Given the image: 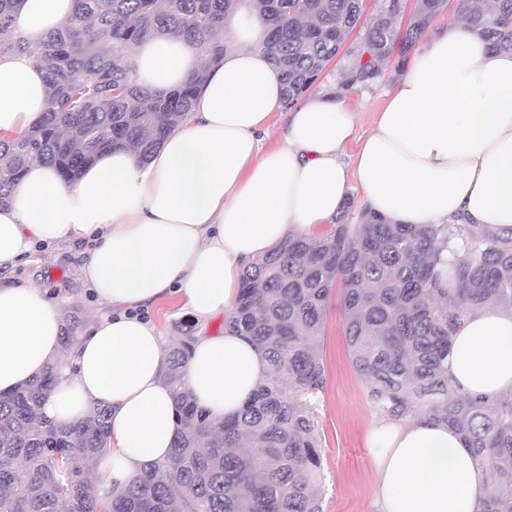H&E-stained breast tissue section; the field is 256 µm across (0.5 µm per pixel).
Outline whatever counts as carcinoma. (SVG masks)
I'll return each instance as SVG.
<instances>
[{
  "instance_id": "1",
  "label": "carcinoma",
  "mask_w": 512,
  "mask_h": 512,
  "mask_svg": "<svg viewBox=\"0 0 512 512\" xmlns=\"http://www.w3.org/2000/svg\"><path fill=\"white\" fill-rule=\"evenodd\" d=\"M73 15L41 42L6 39L15 0H0V54L27 52L43 67L48 109L39 124L0 139V205L32 161L73 182L118 146L142 158L176 130L197 84L164 91L139 82L129 50L149 38H186L207 62L224 53L236 0H74ZM456 0L458 15L497 52H512V0ZM447 0H380L356 42L363 0H250L271 29L264 52L296 104L340 59V93L403 72L407 54ZM397 57L394 70L384 68ZM463 253L454 288L440 287L443 252ZM345 313L355 370L382 415L445 423L490 471L478 512H512V399L457 394L444 367L454 327L474 309L512 311V229L477 224H395L348 201L330 233L288 238L247 265L224 328L247 337L269 374L242 410L217 420L185 381L194 336L169 349L167 382L178 433L170 456L128 487L91 481L88 462L109 449V409L69 425L40 414L61 364L0 393V512H323L316 400L325 384L318 342L332 292Z\"/></svg>"
}]
</instances>
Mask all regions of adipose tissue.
<instances>
[{
	"label": "adipose tissue",
	"instance_id": "obj_1",
	"mask_svg": "<svg viewBox=\"0 0 512 512\" xmlns=\"http://www.w3.org/2000/svg\"><path fill=\"white\" fill-rule=\"evenodd\" d=\"M17 3L10 34L33 44L73 10V0ZM226 23L233 43L205 72L181 36L137 45L140 81L198 85L185 122L149 158L109 149L71 186L34 162L0 206V271L39 242L83 244L78 274L110 308L66 349L59 303L36 284L1 282L0 392L61 360L42 414L69 424L109 407L110 451L94 470L116 487L166 459L177 434L168 350L138 309L178 294L201 321L231 311L244 266L332 223L354 179L367 206L397 224L512 228V54L489 50L461 21L429 27L349 161L356 114L347 95L320 90L287 107L282 72L262 49L267 22L238 0ZM45 107L35 59L0 56V138L37 125ZM277 114L282 143L263 149ZM447 367L457 393L512 396V311L491 305L459 321ZM267 370L255 346L227 330L197 337L186 382L197 405L223 419ZM371 443L380 512H477L485 470L448 425L382 423Z\"/></svg>",
	"mask_w": 512,
	"mask_h": 512
}]
</instances>
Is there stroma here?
<instances>
[{"label":"stroma","mask_w":512,"mask_h":512,"mask_svg":"<svg viewBox=\"0 0 512 512\" xmlns=\"http://www.w3.org/2000/svg\"><path fill=\"white\" fill-rule=\"evenodd\" d=\"M385 92L382 85L350 92L357 121L355 137L347 144L346 155H354L362 138L372 129ZM77 265L73 249L41 246L11 276L18 281L41 284L53 297L61 299L63 314H76L85 323L100 306L79 279ZM147 316L169 343L178 342L188 331L197 336L224 328L220 315L205 323L197 321L179 297L155 303ZM320 350L326 373L324 390L318 395L324 512H378L370 432L383 417L368 397L365 380L352 365L344 338V315L334 299L326 307Z\"/></svg>","instance_id":"stroma-1"}]
</instances>
